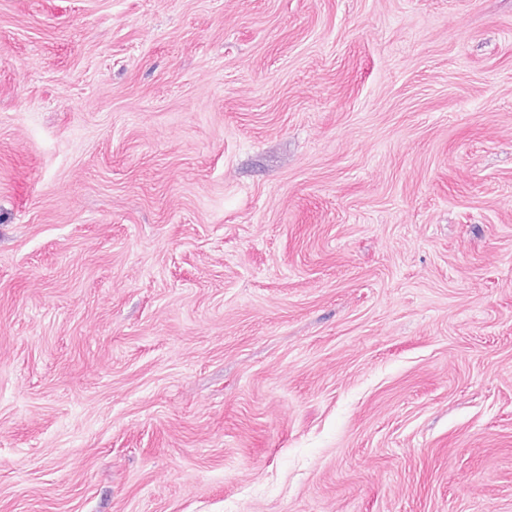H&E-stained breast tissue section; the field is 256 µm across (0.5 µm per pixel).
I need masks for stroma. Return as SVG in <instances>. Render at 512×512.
I'll list each match as a JSON object with an SVG mask.
<instances>
[{
    "instance_id": "35a3bbf8",
    "label": "stroma",
    "mask_w": 512,
    "mask_h": 512,
    "mask_svg": "<svg viewBox=\"0 0 512 512\" xmlns=\"http://www.w3.org/2000/svg\"><path fill=\"white\" fill-rule=\"evenodd\" d=\"M0 512H512V0H0Z\"/></svg>"
}]
</instances>
